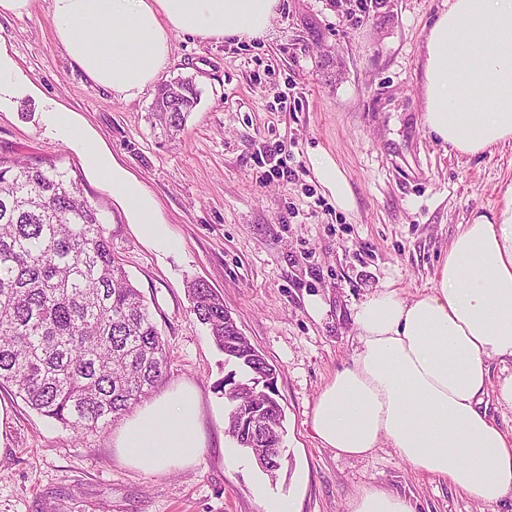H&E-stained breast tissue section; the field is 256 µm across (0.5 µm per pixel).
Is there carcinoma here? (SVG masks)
Returning <instances> with one entry per match:
<instances>
[{
  "mask_svg": "<svg viewBox=\"0 0 512 512\" xmlns=\"http://www.w3.org/2000/svg\"><path fill=\"white\" fill-rule=\"evenodd\" d=\"M199 101L192 79L159 85L153 116L171 135ZM191 311L244 376L275 367L247 336L228 329L224 298L196 280ZM167 351L139 290L116 260L104 219L67 173L0 161V389L77 432L121 419L162 381ZM278 459L283 412H264ZM246 413L230 419L242 448Z\"/></svg>",
  "mask_w": 512,
  "mask_h": 512,
  "instance_id": "carcinoma-1",
  "label": "carcinoma"
}]
</instances>
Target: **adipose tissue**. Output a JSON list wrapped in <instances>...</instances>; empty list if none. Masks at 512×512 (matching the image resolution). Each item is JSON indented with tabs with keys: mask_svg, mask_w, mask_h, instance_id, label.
Instances as JSON below:
<instances>
[{
	"mask_svg": "<svg viewBox=\"0 0 512 512\" xmlns=\"http://www.w3.org/2000/svg\"><path fill=\"white\" fill-rule=\"evenodd\" d=\"M279 0H50L57 41L96 84L124 99L155 82L174 34L250 41L266 36ZM427 131L480 154L512 143V0H448L429 28L424 59ZM86 164L109 174L141 237L173 245L153 199L93 144ZM311 167L339 209L351 187L326 153ZM503 205L461 225L432 288H383L358 305L350 365L319 391L309 423L323 447L364 457L388 444L414 471L450 481L488 507L512 499V438L482 410L487 362L512 360V183ZM115 446L153 473L201 464L200 399L182 385L126 418Z\"/></svg>",
	"mask_w": 512,
	"mask_h": 512,
	"instance_id": "obj_1",
	"label": "adipose tissue"
}]
</instances>
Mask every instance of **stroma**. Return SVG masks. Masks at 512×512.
<instances>
[{
    "label": "stroma",
    "instance_id": "35a3bbf8",
    "mask_svg": "<svg viewBox=\"0 0 512 512\" xmlns=\"http://www.w3.org/2000/svg\"><path fill=\"white\" fill-rule=\"evenodd\" d=\"M444 3L280 0L265 38L173 36L162 78L191 77L200 93L173 138L152 114L157 84L125 100L67 57L49 0L0 16V48L17 73L0 94V160L66 170L100 210L165 343L158 389L194 385L205 434L200 465L157 475L121 461L117 425L79 437L0 391V512H264L260 488L294 500L297 512H349L369 486L408 496L417 512H512L511 498L489 509L385 445L338 455L308 423L321 387L358 345L357 306L378 288H432L460 225L498 209L512 183V144L462 155L422 123L424 44ZM59 111L70 128L56 122ZM84 134L154 197L172 249L150 247L111 183L90 172ZM318 149L347 178L351 210L338 209L311 170ZM195 279L223 296L277 370L286 432L276 477L252 456L235 464L223 455L235 445L224 430L231 366L190 311Z\"/></svg>",
    "mask_w": 512,
    "mask_h": 512
}]
</instances>
